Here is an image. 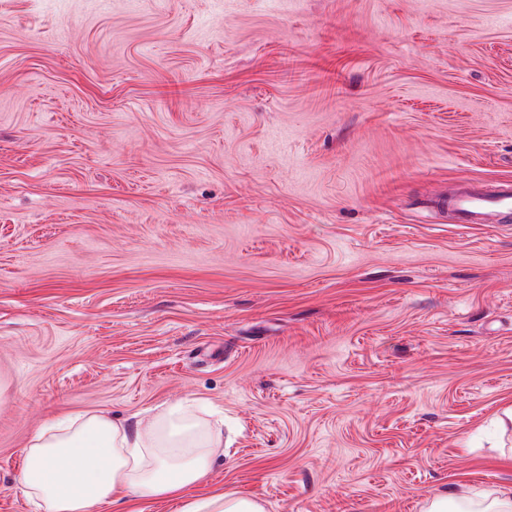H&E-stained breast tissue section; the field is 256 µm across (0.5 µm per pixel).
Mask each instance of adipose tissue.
<instances>
[{"instance_id": "adipose-tissue-1", "label": "adipose tissue", "mask_w": 512, "mask_h": 512, "mask_svg": "<svg viewBox=\"0 0 512 512\" xmlns=\"http://www.w3.org/2000/svg\"><path fill=\"white\" fill-rule=\"evenodd\" d=\"M223 442L188 401L131 429L105 410L66 417L33 435L18 484L43 512L130 508L145 497L185 498L184 512H265L252 497L193 495ZM427 512H512V481L469 496H434Z\"/></svg>"}]
</instances>
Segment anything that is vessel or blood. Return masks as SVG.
Instances as JSON below:
<instances>
[{
	"instance_id": "1",
	"label": "vessel or blood",
	"mask_w": 512,
	"mask_h": 512,
	"mask_svg": "<svg viewBox=\"0 0 512 512\" xmlns=\"http://www.w3.org/2000/svg\"><path fill=\"white\" fill-rule=\"evenodd\" d=\"M434 205L456 224H504L512 220V180L467 182L436 196Z\"/></svg>"
}]
</instances>
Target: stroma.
Instances as JSON below:
<instances>
[{"instance_id":"stroma-1","label":"stroma","mask_w":512,"mask_h":512,"mask_svg":"<svg viewBox=\"0 0 512 512\" xmlns=\"http://www.w3.org/2000/svg\"><path fill=\"white\" fill-rule=\"evenodd\" d=\"M512 0H0V512L46 420L224 421L198 487L425 512L512 480ZM434 207L450 214L451 224H507L512 219V180L489 186L465 182L435 197Z\"/></svg>"}]
</instances>
